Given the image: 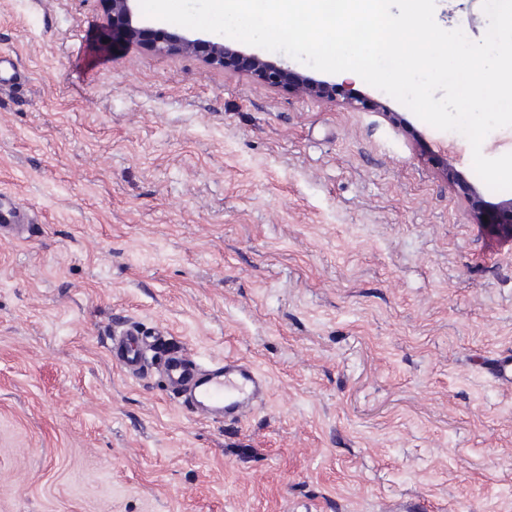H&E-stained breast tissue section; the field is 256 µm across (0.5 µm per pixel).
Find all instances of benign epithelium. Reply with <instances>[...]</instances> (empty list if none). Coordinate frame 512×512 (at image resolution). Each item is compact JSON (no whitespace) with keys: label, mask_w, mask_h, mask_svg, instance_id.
I'll list each match as a JSON object with an SVG mask.
<instances>
[{"label":"benign epithelium","mask_w":512,"mask_h":512,"mask_svg":"<svg viewBox=\"0 0 512 512\" xmlns=\"http://www.w3.org/2000/svg\"><path fill=\"white\" fill-rule=\"evenodd\" d=\"M133 2L135 0H101L110 26L109 38L114 43L135 44L158 54L194 55L213 68H231L244 72L272 87L285 88L295 95L327 99L337 96L341 98L342 103L353 108H381V105L371 102L355 90L350 82L340 85L329 84L274 65L258 54L245 55L221 41L174 36L144 26L134 12ZM440 173L449 184L460 186L464 198L479 222L512 233L511 198L491 210L482 209L478 207L476 188L470 184H459V175L451 160L442 161Z\"/></svg>","instance_id":"1"}]
</instances>
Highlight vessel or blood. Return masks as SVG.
Here are the masks:
<instances>
[{"label": "vessel or blood", "mask_w": 512, "mask_h": 512, "mask_svg": "<svg viewBox=\"0 0 512 512\" xmlns=\"http://www.w3.org/2000/svg\"><path fill=\"white\" fill-rule=\"evenodd\" d=\"M0 237L19 236L29 222L28 211L0 194ZM108 352L115 364L132 379L158 371L168 395L191 413L215 422H237L259 405L268 389L266 378L241 358L208 362L174 345L161 334H146L137 324L126 323L112 330Z\"/></svg>", "instance_id": "obj_1"}]
</instances>
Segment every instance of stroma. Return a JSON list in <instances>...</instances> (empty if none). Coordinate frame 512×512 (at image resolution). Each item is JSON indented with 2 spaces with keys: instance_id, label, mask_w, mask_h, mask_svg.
Returning <instances> with one entry per match:
<instances>
[{
  "instance_id": "stroma-1",
  "label": "stroma",
  "mask_w": 512,
  "mask_h": 512,
  "mask_svg": "<svg viewBox=\"0 0 512 512\" xmlns=\"http://www.w3.org/2000/svg\"><path fill=\"white\" fill-rule=\"evenodd\" d=\"M481 40L483 0H436ZM100 0H0V512H512V199L472 148L192 56L111 45ZM269 381L239 425L128 378L112 328ZM440 173L444 179L452 186H457L462 191L464 198L468 201L471 211L476 219L482 224H488L494 227L502 228L512 234V199L502 202L499 206L491 210H485L478 207L479 201L476 200V188L470 184L459 186V175L453 162L445 159L440 164ZM9 216V223L0 224V237L4 235L18 237L23 227L30 224L29 213L25 208L17 205L14 200L0 194V213Z\"/></svg>"
}]
</instances>
